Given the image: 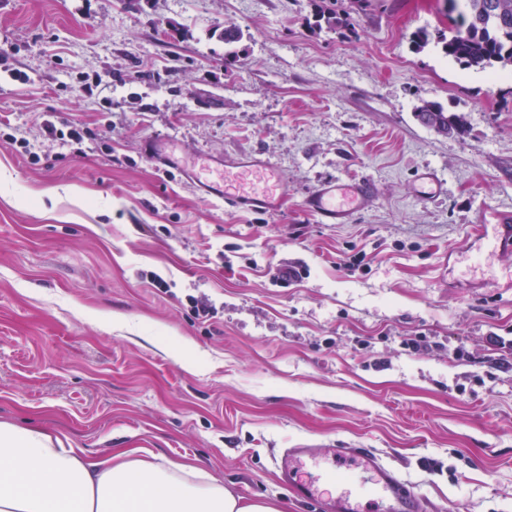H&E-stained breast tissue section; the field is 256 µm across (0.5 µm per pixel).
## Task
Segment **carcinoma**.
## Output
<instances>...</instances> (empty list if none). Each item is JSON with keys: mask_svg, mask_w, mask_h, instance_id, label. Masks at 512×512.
Masks as SVG:
<instances>
[{"mask_svg": "<svg viewBox=\"0 0 512 512\" xmlns=\"http://www.w3.org/2000/svg\"><path fill=\"white\" fill-rule=\"evenodd\" d=\"M460 1L466 3L467 10L456 16L448 14L449 35L438 36L442 53L466 68L490 71L512 67V0H446L453 6ZM317 18L336 30L350 26L349 13L329 7H320ZM218 37L229 47L224 63L237 62L238 52L233 47L242 41V29L226 24ZM416 117L424 126L446 135L461 136L467 132L464 116L448 113L434 101L423 102Z\"/></svg>", "mask_w": 512, "mask_h": 512, "instance_id": "cac0c4a2", "label": "carcinoma"}]
</instances>
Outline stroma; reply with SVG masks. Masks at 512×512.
Listing matches in <instances>:
<instances>
[{"mask_svg": "<svg viewBox=\"0 0 512 512\" xmlns=\"http://www.w3.org/2000/svg\"><path fill=\"white\" fill-rule=\"evenodd\" d=\"M337 6L353 33L312 0H0V420L189 462L281 512H320L280 483L285 448L371 449L421 512H512V249L493 239L512 68L415 51L447 30L443 0ZM425 100L466 134L423 126ZM147 140L260 152L288 196L229 208ZM330 177L377 198L319 223L303 200Z\"/></svg>", "mask_w": 512, "mask_h": 512, "instance_id": "obj_1", "label": "stroma"}]
</instances>
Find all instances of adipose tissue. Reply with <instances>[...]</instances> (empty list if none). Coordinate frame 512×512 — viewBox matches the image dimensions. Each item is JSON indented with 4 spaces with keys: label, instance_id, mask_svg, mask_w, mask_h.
Wrapping results in <instances>:
<instances>
[{
    "label": "adipose tissue",
    "instance_id": "ef3b65f1",
    "mask_svg": "<svg viewBox=\"0 0 512 512\" xmlns=\"http://www.w3.org/2000/svg\"><path fill=\"white\" fill-rule=\"evenodd\" d=\"M0 512H280L204 470L118 449L91 459L55 435L0 422Z\"/></svg>",
    "mask_w": 512,
    "mask_h": 512
}]
</instances>
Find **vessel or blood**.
I'll return each instance as SVG.
<instances>
[{
	"instance_id": "obj_1",
	"label": "vessel or blood",
	"mask_w": 512,
	"mask_h": 512,
	"mask_svg": "<svg viewBox=\"0 0 512 512\" xmlns=\"http://www.w3.org/2000/svg\"><path fill=\"white\" fill-rule=\"evenodd\" d=\"M225 167L264 178L263 190H248L229 183L227 177L205 182V190L237 210L273 213L280 209L287 187L268 174V162L259 153H241L225 159ZM377 188L371 181L330 179L308 193L305 210L323 224H347L359 210L375 200ZM279 480L297 499L317 504L321 512H365L369 501L382 500L386 512H419L420 500L396 474L367 448H340L332 466L319 468L309 448H287L275 461ZM318 469L317 478L308 470Z\"/></svg>"
}]
</instances>
